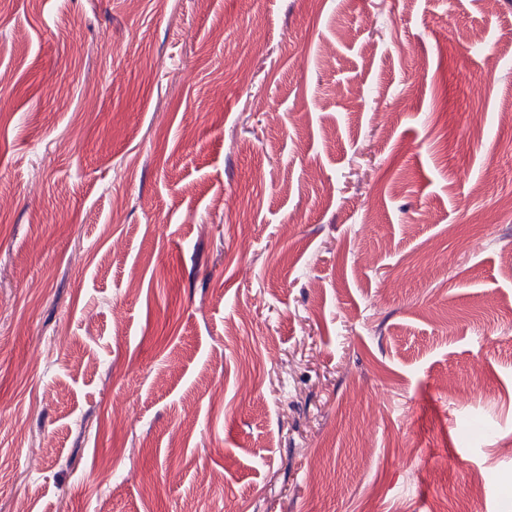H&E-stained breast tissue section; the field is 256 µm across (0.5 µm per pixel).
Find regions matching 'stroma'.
<instances>
[{
    "label": "stroma",
    "instance_id": "obj_1",
    "mask_svg": "<svg viewBox=\"0 0 512 512\" xmlns=\"http://www.w3.org/2000/svg\"><path fill=\"white\" fill-rule=\"evenodd\" d=\"M512 0H0V512H512Z\"/></svg>",
    "mask_w": 512,
    "mask_h": 512
}]
</instances>
